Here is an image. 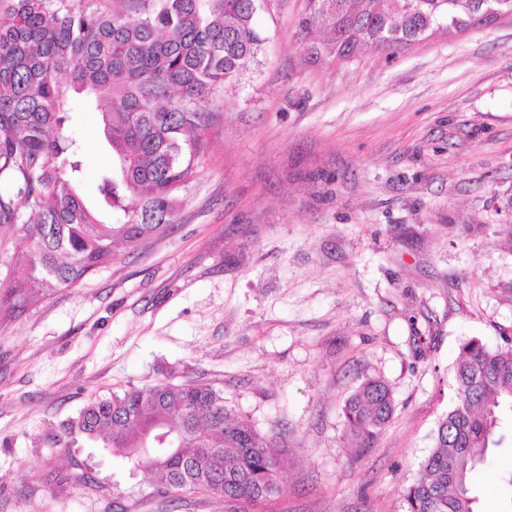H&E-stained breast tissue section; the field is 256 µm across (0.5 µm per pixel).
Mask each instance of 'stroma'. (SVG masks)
I'll use <instances>...</instances> for the list:
<instances>
[{"mask_svg":"<svg viewBox=\"0 0 512 512\" xmlns=\"http://www.w3.org/2000/svg\"><path fill=\"white\" fill-rule=\"evenodd\" d=\"M311 0H260V52L204 108L206 143L162 236L0 324V512H224L173 499L102 440L53 445L89 399L206 384L281 451L269 512H404L461 345L512 341V19L395 56L311 57ZM104 103L74 98L82 192L112 162ZM396 410L373 447L343 406ZM512 443L470 479L504 512ZM393 413L392 391L378 377L366 378L343 407L346 431L362 448L372 447Z\"/></svg>","mask_w":512,"mask_h":512,"instance_id":"35a3bbf8","label":"stroma"}]
</instances>
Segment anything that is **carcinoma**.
I'll return each mask as SVG.
<instances>
[{"instance_id": "obj_1", "label": "carcinoma", "mask_w": 512, "mask_h": 512, "mask_svg": "<svg viewBox=\"0 0 512 512\" xmlns=\"http://www.w3.org/2000/svg\"><path fill=\"white\" fill-rule=\"evenodd\" d=\"M256 0H138L108 15L81 0H9L0 14V226L16 227L0 268V322L112 262L116 242L165 233L178 192L203 148L202 109L235 79L263 39ZM448 0H316L306 28L393 55L450 19ZM106 103L104 135L117 167L99 175L94 205L80 194L78 141L64 133L70 99ZM455 400L439 419L406 512H475L469 479L485 466L512 413V345L468 341L454 370ZM394 413L389 386L366 379L345 401L347 433L370 448ZM65 432L102 439L156 477L175 499L203 494L228 512L282 494L278 449L236 414L222 391L194 383L130 387L87 402Z\"/></svg>"}]
</instances>
